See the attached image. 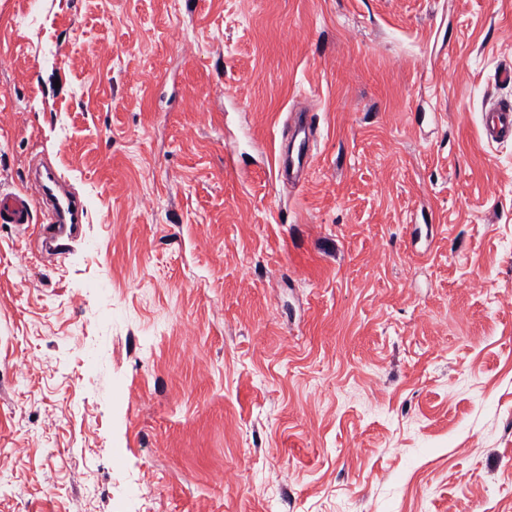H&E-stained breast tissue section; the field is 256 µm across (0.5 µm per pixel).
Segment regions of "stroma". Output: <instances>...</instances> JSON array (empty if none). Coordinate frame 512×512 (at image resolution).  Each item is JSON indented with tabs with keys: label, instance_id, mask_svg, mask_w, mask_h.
Listing matches in <instances>:
<instances>
[{
	"label": "stroma",
	"instance_id": "35a3bbf8",
	"mask_svg": "<svg viewBox=\"0 0 512 512\" xmlns=\"http://www.w3.org/2000/svg\"><path fill=\"white\" fill-rule=\"evenodd\" d=\"M510 63L512 0H0V189L87 212L0 223V512H512ZM481 133L489 145L512 140V101L497 99L486 107ZM45 172L52 187L40 175L33 181L34 194L42 205L48 206L42 224L32 225V200L28 189L19 193L0 192V223L16 224L24 233L33 226L36 251L53 256L62 254L68 246L76 229L83 223L84 209L81 202L65 190L63 176L49 169H45Z\"/></svg>",
	"mask_w": 512,
	"mask_h": 512
}]
</instances>
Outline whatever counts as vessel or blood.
I'll list each match as a JSON object with an SVG mask.
<instances>
[{"label":"vessel or blood","mask_w":512,"mask_h":512,"mask_svg":"<svg viewBox=\"0 0 512 512\" xmlns=\"http://www.w3.org/2000/svg\"><path fill=\"white\" fill-rule=\"evenodd\" d=\"M481 133L491 145L512 140V101L496 100L486 107ZM33 186L34 191L30 194L0 192V223L32 231L38 253L62 254L83 222V206L65 190L63 178L56 172L35 177ZM36 199L46 207L39 224L33 221L32 202Z\"/></svg>","instance_id":"obj_1"}]
</instances>
